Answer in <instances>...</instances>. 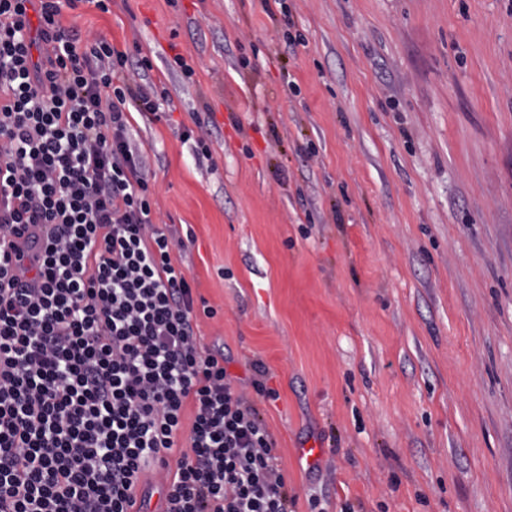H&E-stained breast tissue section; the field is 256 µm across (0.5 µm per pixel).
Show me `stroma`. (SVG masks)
Returning <instances> with one entry per match:
<instances>
[{
	"label": "stroma",
	"instance_id": "stroma-1",
	"mask_svg": "<svg viewBox=\"0 0 512 512\" xmlns=\"http://www.w3.org/2000/svg\"><path fill=\"white\" fill-rule=\"evenodd\" d=\"M60 23L140 47L169 93L131 120L152 217L194 237L173 260L215 310L202 343L236 387L268 371L292 512H512V0H78Z\"/></svg>",
	"mask_w": 512,
	"mask_h": 512
}]
</instances>
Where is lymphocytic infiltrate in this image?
Masks as SVG:
<instances>
[{
  "label": "lymphocytic infiltrate",
  "instance_id": "1",
  "mask_svg": "<svg viewBox=\"0 0 512 512\" xmlns=\"http://www.w3.org/2000/svg\"><path fill=\"white\" fill-rule=\"evenodd\" d=\"M74 3L0 0V512H288L266 368L234 388L201 345L186 242L151 218L128 113L171 100L61 27Z\"/></svg>",
  "mask_w": 512,
  "mask_h": 512
}]
</instances>
